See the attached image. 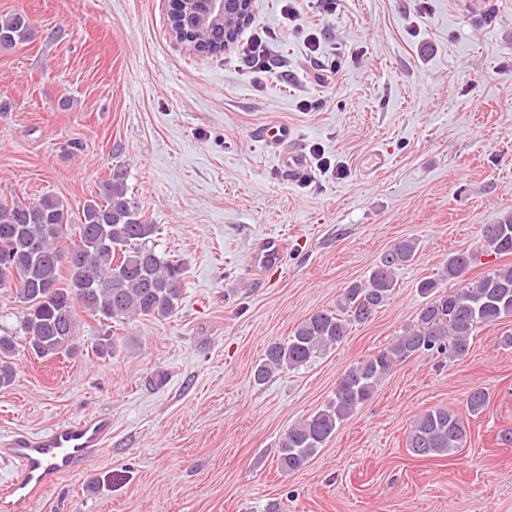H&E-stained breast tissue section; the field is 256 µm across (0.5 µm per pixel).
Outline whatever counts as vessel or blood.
<instances>
[{
    "label": "vessel or blood",
    "instance_id": "1",
    "mask_svg": "<svg viewBox=\"0 0 512 512\" xmlns=\"http://www.w3.org/2000/svg\"><path fill=\"white\" fill-rule=\"evenodd\" d=\"M290 137L284 124L270 125L263 133L264 141L277 149L285 171L296 177L307 161L301 152L288 149ZM285 250L286 243L280 236H265L252 251L250 265L265 271L279 268ZM111 434V418L94 414L56 424L37 435L18 432L1 439L0 459L15 464L20 476L0 487V512H22L25 504L40 498L62 476L88 462Z\"/></svg>",
    "mask_w": 512,
    "mask_h": 512
}]
</instances>
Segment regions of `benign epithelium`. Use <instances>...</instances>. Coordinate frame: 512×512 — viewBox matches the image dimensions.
Masks as SVG:
<instances>
[{"mask_svg": "<svg viewBox=\"0 0 512 512\" xmlns=\"http://www.w3.org/2000/svg\"><path fill=\"white\" fill-rule=\"evenodd\" d=\"M198 3L200 0H174L171 31L179 41L186 42L201 28L221 27L224 37L219 42L205 46L208 54L219 53L230 47L239 32L255 20L254 0H208L206 15L192 24L190 19L199 14Z\"/></svg>", "mask_w": 512, "mask_h": 512, "instance_id": "1", "label": "benign epithelium"}]
</instances>
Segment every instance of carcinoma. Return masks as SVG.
<instances>
[{"label":"carcinoma","instance_id":"1","mask_svg":"<svg viewBox=\"0 0 512 512\" xmlns=\"http://www.w3.org/2000/svg\"><path fill=\"white\" fill-rule=\"evenodd\" d=\"M0 43L10 51L32 41L34 30L21 12L0 16ZM126 173L112 170L99 183L98 194L73 218L70 208L52 195L23 203L0 197V290L14 291L23 306L17 326L0 331V389L11 386L18 340L40 358L77 353L74 339L80 314L94 320L121 322L131 318L166 319L182 299V264L156 251L157 225L128 198ZM483 250L500 258L512 255V213L482 224ZM419 242L403 240L384 252L366 279L343 289L336 309H322L303 319L283 342H273L254 371L266 383L278 370H299L341 344L350 326L372 319L394 295L397 271L415 261ZM84 261L82 277L60 255ZM475 254L455 251L436 273L420 280L423 298L415 322L396 339L349 369L333 397L317 411L288 426L278 450L284 473L302 470L340 426L368 402L393 367L424 353L459 360L469 353L482 327L512 317V266L500 265L470 276ZM120 342L113 335L99 340L92 352L113 357ZM488 393L473 388L466 399L471 415L483 411ZM468 427L448 408L422 412L407 437L415 456L446 457L464 447Z\"/></svg>","mask_w":512,"mask_h":512}]
</instances>
